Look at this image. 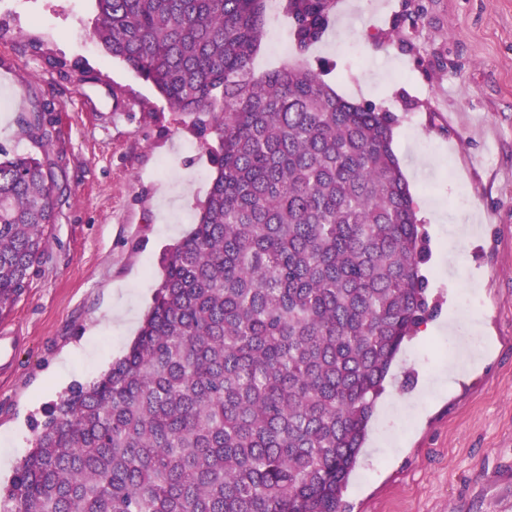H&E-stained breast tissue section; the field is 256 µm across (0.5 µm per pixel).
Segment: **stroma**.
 I'll list each match as a JSON object with an SVG mask.
<instances>
[{
	"label": "stroma",
	"instance_id": "35a3bbf8",
	"mask_svg": "<svg viewBox=\"0 0 512 512\" xmlns=\"http://www.w3.org/2000/svg\"><path fill=\"white\" fill-rule=\"evenodd\" d=\"M267 13L259 73L297 57L277 48L285 0ZM95 15L94 0H0V147L37 152L19 121L50 103L61 186L38 270L0 318V448L23 455L32 420L126 352L135 334L109 317L143 318L213 176L188 119L92 41ZM307 58L397 116L440 307L391 368L347 510L512 512V0H336Z\"/></svg>",
	"mask_w": 512,
	"mask_h": 512
}]
</instances>
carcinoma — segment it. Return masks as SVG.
<instances>
[{"instance_id":"obj_1","label":"carcinoma","mask_w":512,"mask_h":512,"mask_svg":"<svg viewBox=\"0 0 512 512\" xmlns=\"http://www.w3.org/2000/svg\"><path fill=\"white\" fill-rule=\"evenodd\" d=\"M95 2L102 52L189 119L214 175L139 335L33 422L0 512H346L383 383L437 314L397 116L303 59L255 73L268 0ZM334 3L286 0L299 54ZM50 112L21 118L41 147ZM57 199L49 164L0 149V316Z\"/></svg>"}]
</instances>
